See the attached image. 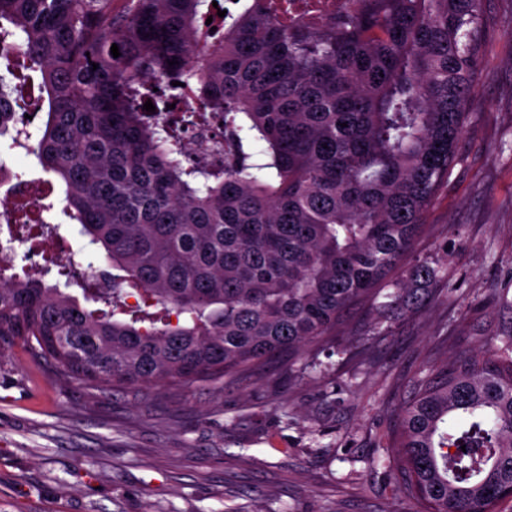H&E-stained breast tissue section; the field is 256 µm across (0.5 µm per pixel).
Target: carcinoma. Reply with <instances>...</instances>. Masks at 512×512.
<instances>
[{"mask_svg": "<svg viewBox=\"0 0 512 512\" xmlns=\"http://www.w3.org/2000/svg\"><path fill=\"white\" fill-rule=\"evenodd\" d=\"M114 2L0 0V62L23 79L0 76V137L40 70L45 130L12 146L61 180L121 271L81 302L0 266V344L72 380L147 388L232 381L337 337L390 283L457 160L481 0H361L320 24L281 21L290 0H244L236 17ZM170 79L195 107L168 108ZM215 117L224 163L189 160L186 133ZM434 278L410 265L381 308L423 305ZM385 439L403 496L497 512L512 498V335L417 380Z\"/></svg>", "mask_w": 512, "mask_h": 512, "instance_id": "cac0c4a2", "label": "carcinoma"}]
</instances>
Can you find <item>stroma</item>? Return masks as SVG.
<instances>
[{
	"label": "stroma",
	"mask_w": 512,
	"mask_h": 512,
	"mask_svg": "<svg viewBox=\"0 0 512 512\" xmlns=\"http://www.w3.org/2000/svg\"><path fill=\"white\" fill-rule=\"evenodd\" d=\"M486 47L459 160L427 209L411 261L432 296L398 315L354 309L351 345L308 347L235 381L102 387L0 348V512H425L387 471L394 407L430 364L512 331V0H482ZM55 259L12 272L78 296L96 259L42 186ZM70 263L64 277L57 262Z\"/></svg>",
	"instance_id": "35a3bbf8"
}]
</instances>
